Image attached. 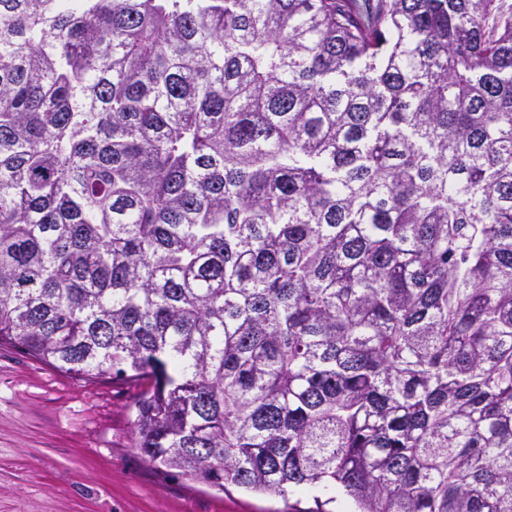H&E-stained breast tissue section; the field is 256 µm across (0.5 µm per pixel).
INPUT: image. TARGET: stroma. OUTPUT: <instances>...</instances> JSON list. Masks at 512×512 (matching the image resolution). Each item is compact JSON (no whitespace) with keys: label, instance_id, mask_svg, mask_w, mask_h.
Here are the masks:
<instances>
[{"label":"stroma","instance_id":"obj_1","mask_svg":"<svg viewBox=\"0 0 512 512\" xmlns=\"http://www.w3.org/2000/svg\"><path fill=\"white\" fill-rule=\"evenodd\" d=\"M139 392L0 349V512H283L277 496L158 474L134 446Z\"/></svg>","mask_w":512,"mask_h":512}]
</instances>
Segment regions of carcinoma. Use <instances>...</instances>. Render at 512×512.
<instances>
[{"label":"carcinoma","instance_id":"carcinoma-1","mask_svg":"<svg viewBox=\"0 0 512 512\" xmlns=\"http://www.w3.org/2000/svg\"><path fill=\"white\" fill-rule=\"evenodd\" d=\"M0 347L162 474L512 512V3L0 0Z\"/></svg>","mask_w":512,"mask_h":512}]
</instances>
